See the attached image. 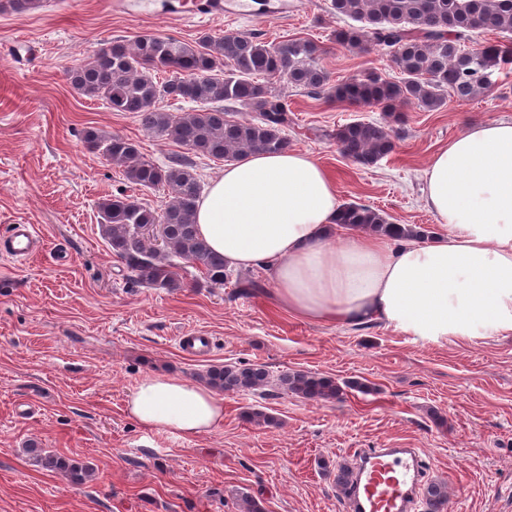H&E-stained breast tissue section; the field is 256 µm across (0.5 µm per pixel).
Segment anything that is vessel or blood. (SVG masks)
<instances>
[{"label":"vessel or blood","instance_id":"obj_1","mask_svg":"<svg viewBox=\"0 0 512 512\" xmlns=\"http://www.w3.org/2000/svg\"><path fill=\"white\" fill-rule=\"evenodd\" d=\"M208 18L287 19L292 7L288 0H212ZM32 225H13L0 255L21 259L35 250ZM357 476L345 484L351 512H406L409 496L422 482V460L416 448H362Z\"/></svg>","mask_w":512,"mask_h":512}]
</instances>
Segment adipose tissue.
<instances>
[{
  "mask_svg": "<svg viewBox=\"0 0 512 512\" xmlns=\"http://www.w3.org/2000/svg\"><path fill=\"white\" fill-rule=\"evenodd\" d=\"M424 181L434 229L396 239L337 224L335 180L310 154L255 152L211 180L196 223L228 266L270 269L277 302L300 318L381 323L427 344L512 334V122L451 138ZM127 412L186 438L224 422L222 399L177 376H144Z\"/></svg>",
  "mask_w": 512,
  "mask_h": 512,
  "instance_id": "ef3b65f1",
  "label": "adipose tissue"
}]
</instances>
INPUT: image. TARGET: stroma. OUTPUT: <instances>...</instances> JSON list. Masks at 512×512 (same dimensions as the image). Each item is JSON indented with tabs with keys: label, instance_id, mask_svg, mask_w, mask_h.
<instances>
[{
	"label": "stroma",
	"instance_id": "stroma-1",
	"mask_svg": "<svg viewBox=\"0 0 512 512\" xmlns=\"http://www.w3.org/2000/svg\"><path fill=\"white\" fill-rule=\"evenodd\" d=\"M329 0H305L288 22L217 19L192 23L153 8L126 13L112 0H41L19 13L0 5V236L33 225L43 250L0 260V512H349L338 487L356 448H417L423 480L448 486L444 512H512V336L476 344L411 342L376 323L311 322L280 307L269 271L251 269L262 291L234 280L211 286L192 267L176 290L134 284L98 232V202L118 192L155 209L164 191L129 187L92 151L83 133L123 136L162 164L181 152L139 117L79 95L68 72L112 41L146 35L194 41L201 33L306 36L325 43L323 65L341 82L377 72L398 79L378 51L329 43L344 18ZM505 94L449 98L436 112L406 107L396 150L364 167L343 158L337 128L384 121L376 108L316 100L288 89L294 149L336 178L341 202L383 210L397 224L431 227L423 171L468 125L512 121ZM212 339L207 354L184 351L180 336ZM260 364L272 375L301 371L343 382L336 400L277 389L224 394V423L196 438L147 430L124 405L146 374L198 380L216 365ZM366 391H358V384ZM259 409L271 424L247 418ZM92 465L76 486L43 469L28 442Z\"/></svg>",
	"mask_w": 512,
	"mask_h": 512
}]
</instances>
